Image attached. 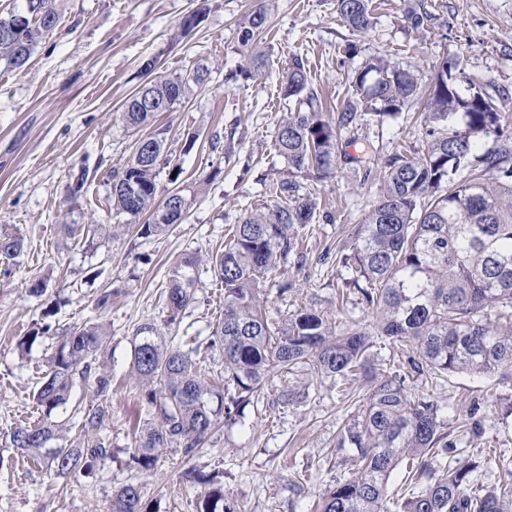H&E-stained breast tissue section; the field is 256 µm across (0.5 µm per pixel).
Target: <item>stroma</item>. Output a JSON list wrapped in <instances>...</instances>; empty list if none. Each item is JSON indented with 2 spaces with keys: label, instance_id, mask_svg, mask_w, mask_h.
I'll list each match as a JSON object with an SVG mask.
<instances>
[{
  "label": "stroma",
  "instance_id": "stroma-1",
  "mask_svg": "<svg viewBox=\"0 0 512 512\" xmlns=\"http://www.w3.org/2000/svg\"><path fill=\"white\" fill-rule=\"evenodd\" d=\"M258 0H54L58 26L46 34L28 63L15 68L0 61V227L19 234L24 250L0 276V512H107L122 484L140 485L156 512H195L196 489L181 481L189 467L220 469L224 493L238 512H310L312 502L336 480L350 477L352 466L336 452V434L363 403L333 381L302 371L293 380L306 390L296 403L249 407L238 422L220 426L195 456L174 449L156 469L143 472L129 464L132 427L145 419V405L131 377V352L138 328L154 324L167 337L194 336L206 342L224 303V289L208 261L224 247V233L251 207L266 202L269 180L287 177L273 132L286 113L300 109L299 98L279 89L289 57L307 60L313 87L323 104L339 108L351 90L348 76L369 58L382 55L391 65L419 70L430 83L440 61L459 63L465 72L460 94L477 89L506 91L512 97V0H371L375 27L352 36L336 12V0H266L267 28L260 46L268 55L261 77L229 81L245 65L246 49L237 40L243 15ZM425 4L431 25L414 28L411 8ZM200 11L201 21L178 36L183 17ZM355 55H347L348 43ZM154 59L159 76H175L196 66L208 68L205 84L173 111L160 113L170 125L169 147L180 152L184 134H198L196 146L182 154L179 185L189 206L184 220L159 236L143 238L130 217L112 235L94 234V221H109L110 169L133 153L139 132L123 119V105L145 82L143 65ZM416 109L378 122L362 115L342 130L347 158L335 175L319 182L297 174L302 192L316 198L320 214L299 231V245L282 273L289 284L278 293L265 280L267 314L281 321L296 309L312 307L328 318L343 314L362 323L368 311L350 294L338 307L336 293L350 272L339 264V249L351 245L379 196L380 184L364 180L358 158L373 146L379 158L420 152L425 146ZM220 134L221 146L208 141ZM88 171L79 199L70 186ZM77 226L78 240L66 234ZM197 253L194 299L176 325H168L164 291L172 262ZM50 276L49 293L34 299L26 283ZM112 291L106 310L95 307L100 288ZM53 317H45L47 308ZM48 319L67 328L94 321L109 334L107 366L112 372L111 418L104 429L112 458L90 476L56 477L44 466L8 448L11 429L33 416L32 392L39 370L54 352L55 341L17 346L30 326ZM412 392L434 399L442 409L448 438L456 449L432 459L437 471L464 464L471 449L487 454L473 474L475 485L497 486L512 459V417L501 405L512 399V385L494 378L455 374L448 380L429 374L411 377ZM474 411L476 430L462 428L459 417Z\"/></svg>",
  "mask_w": 512,
  "mask_h": 512
}]
</instances>
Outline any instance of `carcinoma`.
<instances>
[{
	"label": "carcinoma",
	"mask_w": 512,
	"mask_h": 512,
	"mask_svg": "<svg viewBox=\"0 0 512 512\" xmlns=\"http://www.w3.org/2000/svg\"><path fill=\"white\" fill-rule=\"evenodd\" d=\"M34 16L32 36L22 49L8 36L15 13L0 18V60L20 67L39 39L55 29L59 15L52 0H26ZM336 11L354 35L374 26L369 0H336ZM268 23L262 2L239 22V40L250 49L247 66L225 80L262 74L265 52L257 45ZM209 72L196 68L177 77L164 76L138 89L125 103L123 119L134 129L152 128L159 153L136 150L110 171L111 210L144 218L137 225L145 237L166 233L182 220L166 214L170 201L158 198L159 177L168 172L173 188L183 169L166 150L168 127L154 125L160 112H170L204 85ZM457 75L442 61L430 89L422 88L414 71L390 65L380 56L352 72L351 95L335 113L323 112L311 83L307 61L291 57L282 69L280 87L300 96L307 109L290 112L274 130L275 144L288 167L317 180L336 173L341 130L366 112L379 123L396 118L407 107L423 104L426 146L410 156L395 153L380 168L363 166V178L382 177L379 199L357 225L354 245L343 262L350 265L361 301L372 322H347L337 328L321 312L302 308L281 325L270 322L260 280L288 262L297 233L309 227L316 199L300 193L292 178L269 183L272 206L263 205L232 225L224 250L210 260L212 276L224 285V310L213 324L205 349L224 358L220 379L201 371L199 346L184 348L166 341L151 323L136 333L131 371L149 411V419L134 432L131 462L152 471L164 450L179 448L188 456L204 445L223 422H234L264 394L274 375H296L305 368L343 384L374 385L366 404L340 429L337 449L348 453L352 476L325 491L317 512H391L388 482L405 467L422 491L394 503L396 512H512V483L476 488L470 475L483 449L459 468L436 473L429 459L445 456V421L435 400L411 392L410 374L427 371L439 378L458 373L512 382V140H499L481 150L480 134L499 129L505 97L480 92L463 96ZM155 106L146 108L142 98ZM138 189L131 204L126 187ZM23 250L22 238L0 230V257L14 260ZM200 258L193 253L171 266L165 291L169 323L194 299ZM397 343L408 352L406 362L388 374H376L374 337ZM51 337L43 324L22 336L20 349ZM109 336L103 325L86 323L65 330L47 370L33 393L38 420L15 428L9 445L37 454L48 449L47 466L57 476L88 473L112 458V445L102 435L110 417L112 372L104 361ZM87 385L97 404L78 409L72 418L82 441L57 443L68 420L55 411L65 406L76 382ZM185 482L203 487L196 512H238L224 495L218 472L189 468ZM110 512H155L143 499L141 487L121 485L112 495Z\"/></svg>",
	"instance_id": "carcinoma-1"
}]
</instances>
